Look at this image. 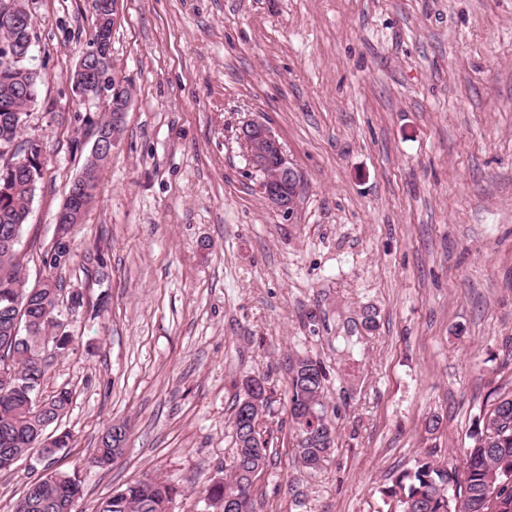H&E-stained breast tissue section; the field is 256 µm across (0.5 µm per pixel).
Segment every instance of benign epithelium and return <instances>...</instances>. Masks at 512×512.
Segmentation results:
<instances>
[{"label": "benign epithelium", "instance_id": "obj_1", "mask_svg": "<svg viewBox=\"0 0 512 512\" xmlns=\"http://www.w3.org/2000/svg\"><path fill=\"white\" fill-rule=\"evenodd\" d=\"M73 90L83 98L97 97L112 113V134L96 136L89 164H100L112 156L118 145L132 95L128 82L114 70L110 47L103 46L80 56L73 75ZM240 138L245 144L251 167L261 176L260 187L267 203L283 212L292 213L301 189V176L288 158L279 136L264 122L250 121L241 127ZM265 385L261 378L252 383L244 405L250 416L264 398Z\"/></svg>", "mask_w": 512, "mask_h": 512}]
</instances>
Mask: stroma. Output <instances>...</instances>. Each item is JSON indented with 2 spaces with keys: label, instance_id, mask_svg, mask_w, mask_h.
Listing matches in <instances>:
<instances>
[{
  "label": "stroma",
  "instance_id": "1",
  "mask_svg": "<svg viewBox=\"0 0 512 512\" xmlns=\"http://www.w3.org/2000/svg\"><path fill=\"white\" fill-rule=\"evenodd\" d=\"M32 9L21 137L42 140L44 168L19 252L34 282L103 107L71 90L93 0ZM111 59L132 103L61 273L88 306L60 310L72 342L40 390L72 391V440L1 474L0 512L49 469L81 480L74 512L151 476L181 488L173 512H209L188 489L228 477L254 376L257 512H390L382 490L416 458L462 463L512 391V0H119ZM252 119L301 176L292 214L263 197L239 137ZM299 357L323 366L336 430L313 473L288 410ZM119 421L125 450L96 467ZM127 432V424L118 423L108 427L102 433L99 438L96 454L94 457V463H96L97 466L103 467L112 464V461L114 460L119 450V448L116 446L119 442L126 440Z\"/></svg>",
  "mask_w": 512,
  "mask_h": 512
}]
</instances>
